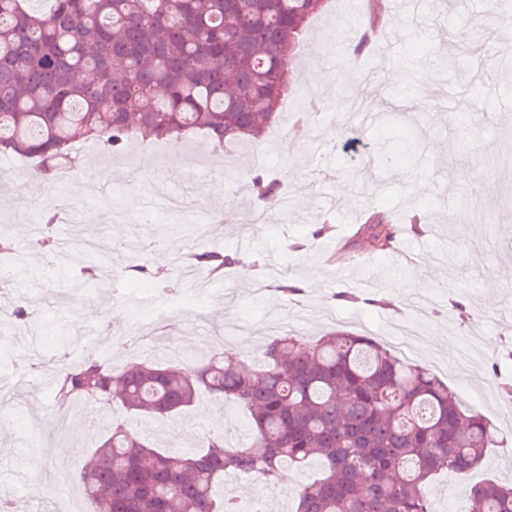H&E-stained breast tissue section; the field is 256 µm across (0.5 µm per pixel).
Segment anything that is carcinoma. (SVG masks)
I'll list each match as a JSON object with an SVG mask.
<instances>
[{
	"mask_svg": "<svg viewBox=\"0 0 512 512\" xmlns=\"http://www.w3.org/2000/svg\"><path fill=\"white\" fill-rule=\"evenodd\" d=\"M0 0V154L39 159L47 170L76 168L74 141L111 153L130 143L202 135L214 151L255 147L291 91L286 63L323 0ZM89 73L92 79L76 81ZM250 205L275 201L278 182L251 178ZM54 219L39 215V245L59 256ZM394 230L372 210L345 240L385 250ZM144 244L124 266L129 277L166 276L150 268ZM191 261L222 277L261 255L203 249ZM19 278L21 252L0 234V262ZM274 288L302 293L286 275ZM56 401H89L129 419L111 421L81 471L95 512H246L220 497L224 473L277 477L286 464L317 458L320 477L303 485L295 512H433L425 486L441 471L464 479L499 447L497 429L467 410L428 369L368 336L330 332L312 343L271 336L258 358L226 365L218 353L191 369L154 357L120 368L90 351L53 375ZM207 392L246 409L248 441L232 447L212 433L199 450L154 446L133 419L167 418ZM476 512H512V482L467 488Z\"/></svg>",
	"mask_w": 512,
	"mask_h": 512,
	"instance_id": "cac0c4a2",
	"label": "carcinoma"
}]
</instances>
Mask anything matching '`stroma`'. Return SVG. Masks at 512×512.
<instances>
[{"label": "stroma", "mask_w": 512, "mask_h": 512, "mask_svg": "<svg viewBox=\"0 0 512 512\" xmlns=\"http://www.w3.org/2000/svg\"><path fill=\"white\" fill-rule=\"evenodd\" d=\"M389 20L391 53L365 69L352 60L346 32L369 31L368 0H326L309 21L295 54L293 88L316 93V114L311 123L296 125L294 100L285 98L263 137L265 169L288 191L287 201L265 206L266 223L245 222L247 171L232 148L213 159L194 156L192 141H136L130 149L138 165L127 171L99 145L79 143L82 160L95 162L102 179L116 177L128 186L119 223L109 221L89 190L80 188V171L61 179L45 174L38 160L0 156V220H8L7 234L28 259L18 284L0 288V492L14 493L16 512H94L80 469L108 418L84 401L70 429L60 432L49 420L56 406L47 385L60 358L92 322L118 331L128 318L150 315L171 303L173 292L194 287L197 268L177 256L214 244L262 250L271 265L304 285L301 303L273 293L259 297L264 271L245 278L236 270L224 280L221 304L146 327L149 341L175 344L195 336L204 342L202 354L228 346L236 359L247 361L253 341L267 335L269 321L276 320L309 342L344 330L389 348L392 322L421 310L424 327L403 358L430 369L468 409L512 436V421L499 410L501 389L489 382L491 357L512 343V68L502 62L512 21L494 0H422L407 11L390 12ZM439 55L468 59L467 71L437 72ZM319 74L325 78L320 86ZM365 80L372 90L369 107L349 111L347 88ZM343 120L349 134L370 149L414 130V157L393 160L368 179L358 175V156L335 146ZM175 155L184 164L179 173L168 167ZM145 169L150 178H142ZM419 181L427 183L426 194L412 192ZM35 188L45 196V208L60 213L54 230L69 244L65 268L53 278L41 273L38 237L26 220ZM368 207L394 216L393 250L355 251L340 265L325 264L322 252L348 235L352 215ZM416 208L435 218L420 233L408 219ZM143 211L157 213V220L141 222ZM92 238L110 243L112 262L101 269L99 283L73 285L90 260L83 242ZM138 240L158 242L172 286L120 277L128 249ZM491 281L498 290L488 303L484 287ZM22 290L38 301L27 323L14 316ZM341 290L360 293L361 302L335 300ZM453 299L467 307L470 324L461 325L449 305ZM228 326L234 337L220 343ZM243 336L249 344H240ZM32 377L44 391L29 393ZM200 420L224 432L229 444L248 439L243 412L207 393L179 416L149 421L148 434L161 447L194 449L204 442L195 431ZM67 443L73 446L70 456L56 455L55 447ZM319 470L315 461L288 469L285 486L228 478L224 488L249 503L264 500L268 512H293L297 490ZM33 473L42 479L36 493L28 490ZM487 478L512 479V457L497 448L467 480L439 475L429 482L428 497L436 512H468L465 483Z\"/></svg>", "instance_id": "1"}]
</instances>
